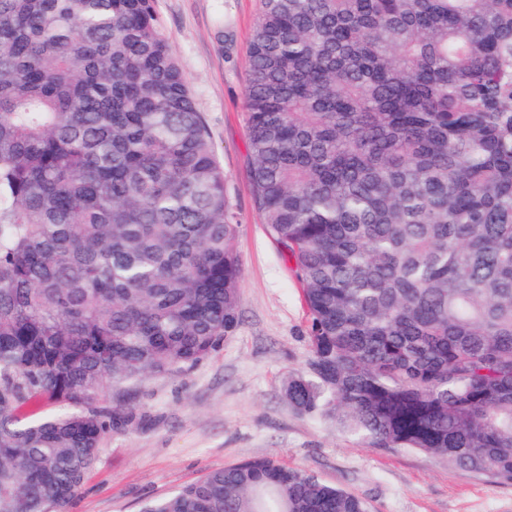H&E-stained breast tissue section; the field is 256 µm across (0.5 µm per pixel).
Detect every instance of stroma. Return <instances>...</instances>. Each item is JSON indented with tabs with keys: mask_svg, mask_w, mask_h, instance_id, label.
<instances>
[{
	"mask_svg": "<svg viewBox=\"0 0 512 512\" xmlns=\"http://www.w3.org/2000/svg\"><path fill=\"white\" fill-rule=\"evenodd\" d=\"M241 225L240 324L193 368L127 397L141 425L108 433L69 512H139L209 470L271 458L363 498L370 512H512V486L430 455L369 448L284 393L311 357L303 287L253 204L245 86L260 0H156Z\"/></svg>",
	"mask_w": 512,
	"mask_h": 512,
	"instance_id": "1",
	"label": "stroma"
}]
</instances>
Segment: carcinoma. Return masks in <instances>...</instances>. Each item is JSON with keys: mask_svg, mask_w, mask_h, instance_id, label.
<instances>
[{"mask_svg": "<svg viewBox=\"0 0 512 512\" xmlns=\"http://www.w3.org/2000/svg\"><path fill=\"white\" fill-rule=\"evenodd\" d=\"M245 96L309 315L288 403L512 485V0H261ZM239 227L155 0H0V512H67L112 391L234 333ZM141 512L369 507L254 459Z\"/></svg>", "mask_w": 512, "mask_h": 512, "instance_id": "obj_1", "label": "carcinoma"}]
</instances>
